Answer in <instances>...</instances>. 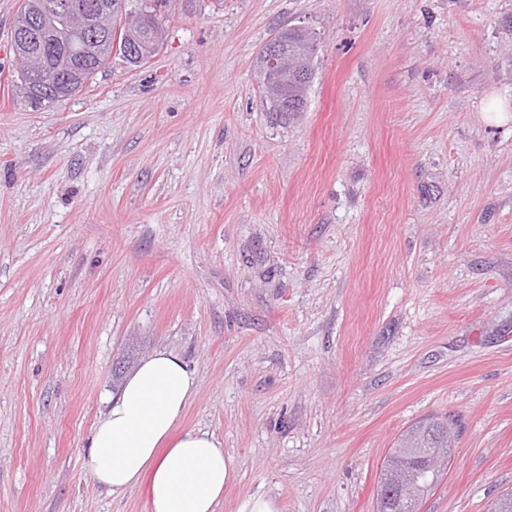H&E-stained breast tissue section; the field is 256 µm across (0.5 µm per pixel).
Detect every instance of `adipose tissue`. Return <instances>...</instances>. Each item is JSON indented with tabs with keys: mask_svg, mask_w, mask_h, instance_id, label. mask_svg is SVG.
I'll use <instances>...</instances> for the list:
<instances>
[{
	"mask_svg": "<svg viewBox=\"0 0 512 512\" xmlns=\"http://www.w3.org/2000/svg\"><path fill=\"white\" fill-rule=\"evenodd\" d=\"M197 379L173 349L156 350L113 396L87 443L108 494L145 486L150 512H217L234 478L214 434L180 428Z\"/></svg>",
	"mask_w": 512,
	"mask_h": 512,
	"instance_id": "obj_1",
	"label": "adipose tissue"
}]
</instances>
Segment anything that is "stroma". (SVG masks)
Returning a JSON list of instances; mask_svg holds the SVG:
<instances>
[{
  "instance_id": "stroma-1",
  "label": "stroma",
  "mask_w": 512,
  "mask_h": 512,
  "mask_svg": "<svg viewBox=\"0 0 512 512\" xmlns=\"http://www.w3.org/2000/svg\"><path fill=\"white\" fill-rule=\"evenodd\" d=\"M0 0V512H149L86 444L178 351L236 475L218 512H376L381 464L452 416L421 512L512 490V0H172L147 64L35 108ZM315 32L304 112L260 93ZM276 37L280 40L283 50L288 56L301 59L300 67L307 65V70L296 71L292 75L284 74L288 69V58L284 57L276 39H272L260 55L263 71L267 77H288V83L278 92H269L263 85L266 101L270 104V112L284 117L287 112H304L307 108V90L314 78L313 59L317 50L316 37L305 26H288L281 30Z\"/></svg>"
}]
</instances>
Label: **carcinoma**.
Wrapping results in <instances>:
<instances>
[{"label": "carcinoma", "mask_w": 512, "mask_h": 512, "mask_svg": "<svg viewBox=\"0 0 512 512\" xmlns=\"http://www.w3.org/2000/svg\"><path fill=\"white\" fill-rule=\"evenodd\" d=\"M169 0H112V25H124L123 18L136 14V34L139 55L126 54L114 34L104 37L107 46L95 56H76L63 61L64 51L78 45L93 35L91 30H75L63 15L47 19L52 34L51 42L43 50L45 65L50 69H61L57 79V92L47 96L34 84L25 70H18V88L37 104H54L63 100L59 91L75 83L74 91H81L96 78L97 74L110 67L116 56L131 67H140L162 44L157 22L153 16L162 14ZM283 50L297 56L307 66L288 76V83L278 92L264 91L270 111L281 116L289 112H303L307 108V90L313 81V59L317 50L316 37L304 26L293 25L277 34ZM453 423L449 418L429 417L409 426L395 441L379 475L377 490V512H420L422 502L437 486L444 470L450 468L454 444Z\"/></svg>", "instance_id": "carcinoma-1"}]
</instances>
